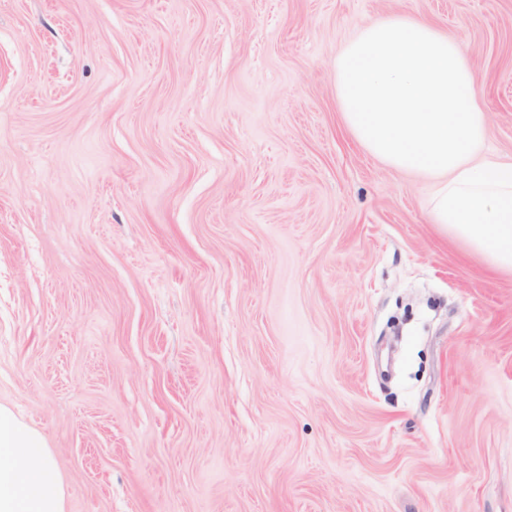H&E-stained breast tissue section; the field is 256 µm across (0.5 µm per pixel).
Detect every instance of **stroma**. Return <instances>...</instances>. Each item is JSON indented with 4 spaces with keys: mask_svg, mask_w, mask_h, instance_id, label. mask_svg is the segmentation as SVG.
<instances>
[{
    "mask_svg": "<svg viewBox=\"0 0 512 512\" xmlns=\"http://www.w3.org/2000/svg\"><path fill=\"white\" fill-rule=\"evenodd\" d=\"M391 13L512 157V0H0V405L66 512H512V278L338 112Z\"/></svg>",
    "mask_w": 512,
    "mask_h": 512,
    "instance_id": "35a3bbf8",
    "label": "stroma"
}]
</instances>
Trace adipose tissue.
Returning a JSON list of instances; mask_svg holds the SVG:
<instances>
[{"instance_id": "obj_1", "label": "adipose tissue", "mask_w": 512, "mask_h": 512, "mask_svg": "<svg viewBox=\"0 0 512 512\" xmlns=\"http://www.w3.org/2000/svg\"><path fill=\"white\" fill-rule=\"evenodd\" d=\"M334 80L355 140L429 182V223L512 277V160L483 155L486 114L459 39L419 16H383L344 45ZM61 484L43 436L0 406V512H65Z\"/></svg>"}]
</instances>
